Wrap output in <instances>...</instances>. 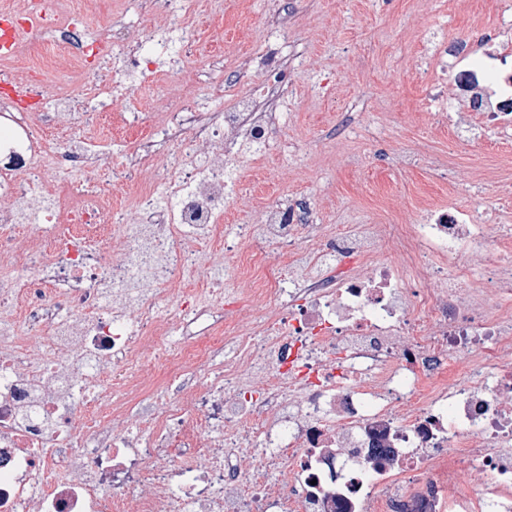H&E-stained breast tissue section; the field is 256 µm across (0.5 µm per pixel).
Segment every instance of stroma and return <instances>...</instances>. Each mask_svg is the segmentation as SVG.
<instances>
[{"label": "stroma", "mask_w": 512, "mask_h": 512, "mask_svg": "<svg viewBox=\"0 0 512 512\" xmlns=\"http://www.w3.org/2000/svg\"><path fill=\"white\" fill-rule=\"evenodd\" d=\"M192 0L178 55L139 98L150 110L161 95L189 98L194 87L227 85L225 105L250 93L260 71H242L243 56L298 57V69L275 101L280 129L269 150L240 156L238 195L225 224H252L266 201L308 198L316 225L373 226L380 255L397 258L393 224H411L433 201L470 213L481 224L512 227V131L486 126L477 99L483 77L462 90L458 63L483 64L496 45L512 43V0ZM290 22L288 42L269 39L277 18ZM498 29L496 45L484 33ZM222 68L210 65L214 56ZM446 72L438 85L426 74L436 60ZM439 89L446 112L429 101ZM239 251L203 249L194 286L216 273L224 290L252 288L237 273ZM223 270H216V263Z\"/></svg>", "instance_id": "35a3bbf8"}]
</instances>
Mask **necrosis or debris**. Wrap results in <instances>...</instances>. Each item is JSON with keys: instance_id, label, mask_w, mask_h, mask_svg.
I'll list each match as a JSON object with an SVG mask.
<instances>
[{"instance_id": "obj_1", "label": "necrosis or debris", "mask_w": 512, "mask_h": 512, "mask_svg": "<svg viewBox=\"0 0 512 512\" xmlns=\"http://www.w3.org/2000/svg\"><path fill=\"white\" fill-rule=\"evenodd\" d=\"M140 2L172 25L129 42L120 19L93 27L56 0L47 61L78 73L115 55L119 66L59 96L19 53L11 72L36 75L29 105L0 97V153L13 160L0 165V512H512V330L507 313L463 302L475 259L512 291V240L472 216L434 206L395 225L399 264L377 257L372 232L343 225L302 250L309 201L265 204L234 236L276 250L251 297L287 295V313L248 333V299L186 291L183 317L211 304L224 317L207 335H173L172 287L198 276L201 247L224 245L238 139L266 146L278 120L255 111L259 93L227 107L210 84L195 91L209 114L196 126L161 96L166 123L131 116L141 134L120 153L57 150L51 131L106 116L116 96L136 103L137 79L174 54L189 0ZM52 100L53 120H36ZM158 160L167 176L143 184L138 172ZM105 163L129 205L45 175ZM29 211L44 221L19 250ZM458 358L474 362L462 376ZM245 458L256 461L247 472Z\"/></svg>"}]
</instances>
